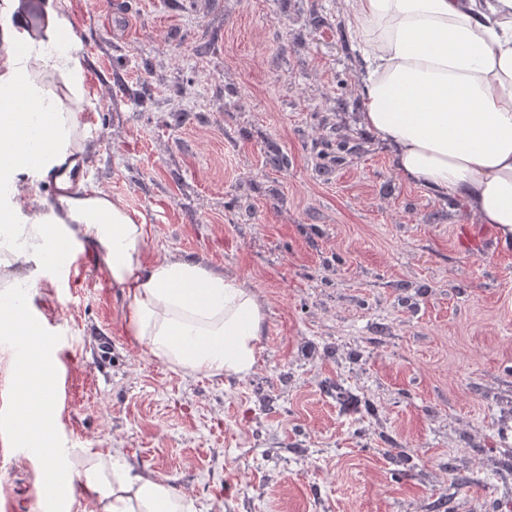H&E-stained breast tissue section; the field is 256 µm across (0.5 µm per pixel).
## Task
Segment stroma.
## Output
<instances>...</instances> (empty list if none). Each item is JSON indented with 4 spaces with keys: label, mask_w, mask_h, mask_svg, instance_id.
Here are the masks:
<instances>
[{
    "label": "stroma",
    "mask_w": 512,
    "mask_h": 512,
    "mask_svg": "<svg viewBox=\"0 0 512 512\" xmlns=\"http://www.w3.org/2000/svg\"><path fill=\"white\" fill-rule=\"evenodd\" d=\"M69 3L81 180L144 217L147 259L244 282L263 334L247 378L189 376L128 333L103 263L50 269L58 481L0 459V501L78 512L70 465L94 448L194 512H512V245L361 124L342 0Z\"/></svg>",
    "instance_id": "1"
}]
</instances>
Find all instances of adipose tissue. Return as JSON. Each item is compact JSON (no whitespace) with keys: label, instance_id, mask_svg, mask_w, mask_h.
Returning <instances> with one entry per match:
<instances>
[{"label":"adipose tissue","instance_id":"adipose-tissue-1","mask_svg":"<svg viewBox=\"0 0 512 512\" xmlns=\"http://www.w3.org/2000/svg\"><path fill=\"white\" fill-rule=\"evenodd\" d=\"M346 24L372 66L361 122L392 148L398 171L441 196L464 200L502 244L512 243V0H345ZM26 0H0V267L39 288L56 255L92 248L131 299L129 332L188 374L249 375L262 313L244 283L183 258H145L142 215L97 187L71 190L85 153L89 102L78 52L59 48L71 28L67 0H47L39 30ZM57 192L31 208L27 187ZM48 321L33 300L0 306V334L27 332L14 355L25 396L16 435L33 439L54 415L41 360ZM72 473L82 512H191L189 499L121 456L81 449Z\"/></svg>","mask_w":512,"mask_h":512}]
</instances>
